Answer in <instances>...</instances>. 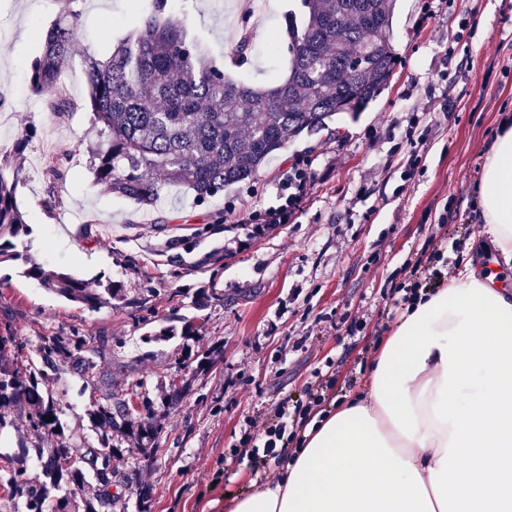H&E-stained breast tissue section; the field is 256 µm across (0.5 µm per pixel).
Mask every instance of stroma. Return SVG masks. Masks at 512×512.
<instances>
[{
	"mask_svg": "<svg viewBox=\"0 0 512 512\" xmlns=\"http://www.w3.org/2000/svg\"><path fill=\"white\" fill-rule=\"evenodd\" d=\"M233 2L172 0V10L226 72L257 86L276 82L289 60L271 37L300 0H267L259 19ZM137 6L74 0L75 54L110 52ZM62 7L61 0H0V154L19 131L33 132L17 187L29 232L16 241L21 259L0 263V331L11 328L23 366L38 363L42 336L77 329L109 342L93 378L82 379V362L66 357L40 379L39 389L62 404L48 448L96 443L105 427L94 412L106 390L141 384L157 409L171 382L182 383L177 410L158 420L156 454L141 455L137 428L112 433L113 469L137 482L127 512H228L231 497L256 487L231 446L249 418L297 394L325 360L340 357L350 343L336 328L343 315L362 318L359 334L368 340L393 328L402 309L379 321L383 294L425 241L435 239L447 275L478 241L474 187L502 118L512 116V0H398L394 77L358 118H338L330 131L289 143L257 178L206 204L175 187L149 209L94 181L96 132L81 65L61 75L74 105L65 119L53 118L29 89V62ZM240 30L250 34L251 50L235 65ZM413 154L419 164L411 174ZM52 155L66 171L56 187L44 173ZM302 157L310 186L292 220L260 236L239 223L242 212L280 205L279 174ZM50 195L48 214L39 202ZM462 224L474 234L459 233ZM29 259L95 290L118 289L124 302L93 311L75 305L24 276ZM207 351L215 362L198 370Z\"/></svg>",
	"mask_w": 512,
	"mask_h": 512,
	"instance_id": "obj_1",
	"label": "stroma"
}]
</instances>
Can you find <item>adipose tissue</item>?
<instances>
[{
  "mask_svg": "<svg viewBox=\"0 0 512 512\" xmlns=\"http://www.w3.org/2000/svg\"><path fill=\"white\" fill-rule=\"evenodd\" d=\"M475 196L512 264V125ZM229 512H512V282L462 252L447 285L405 307L366 393L313 419L281 480Z\"/></svg>",
  "mask_w": 512,
  "mask_h": 512,
  "instance_id": "ef3b65f1",
  "label": "adipose tissue"
}]
</instances>
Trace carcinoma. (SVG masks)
Listing matches in <instances>:
<instances>
[{"label":"carcinoma","instance_id":"1","mask_svg":"<svg viewBox=\"0 0 512 512\" xmlns=\"http://www.w3.org/2000/svg\"><path fill=\"white\" fill-rule=\"evenodd\" d=\"M306 19H285L291 55L288 75L272 86H249L224 73L202 41L188 36L171 18L170 0H142L140 10L114 49L100 58L85 55L90 108L98 140L90 147L95 181L140 206L152 207L170 185L192 191L204 203L258 175L278 151L300 137L329 128L333 118L358 117L388 86L396 65L392 24L396 0H304ZM79 14L65 6L47 30L43 52L32 59V91L51 115L71 114L59 78L72 62ZM33 136L25 132L10 153L0 156V263L16 258L13 239L28 231L16 200L22 157ZM53 183L65 179L61 161L45 162ZM25 274L52 292L89 309L112 305L117 289L97 293L70 274L45 272L32 262ZM105 346L86 337L39 338L41 369L60 356L83 360L94 373V357ZM19 349L13 335L0 336V408L22 404L34 438L56 432L59 400L38 389L37 376L25 381L14 368ZM138 408L132 399L105 393L94 415L121 429ZM53 421H47V418ZM48 464L44 480L28 471L30 449L14 453L15 466L0 474V499L24 502L26 512H126L122 489L128 476L113 472L112 446L39 448ZM99 481L97 500L80 496L86 472ZM64 490L57 508L51 492Z\"/></svg>","mask_w":512,"mask_h":512}]
</instances>
